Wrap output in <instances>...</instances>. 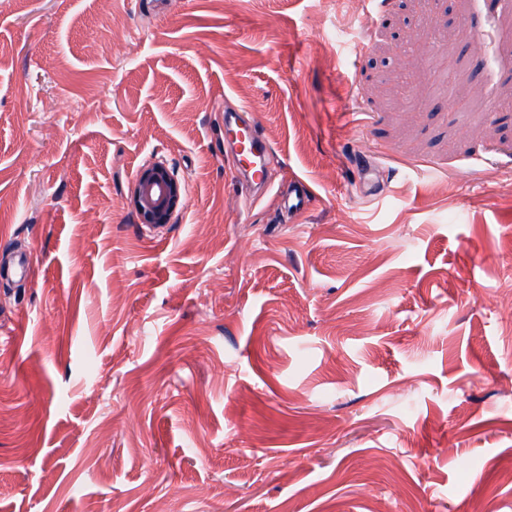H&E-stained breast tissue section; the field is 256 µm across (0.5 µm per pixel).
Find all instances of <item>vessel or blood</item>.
<instances>
[{"mask_svg": "<svg viewBox=\"0 0 512 512\" xmlns=\"http://www.w3.org/2000/svg\"><path fill=\"white\" fill-rule=\"evenodd\" d=\"M227 145L237 157V179L257 190L266 188V166L271 151L258 134L254 115L244 110L225 113Z\"/></svg>", "mask_w": 512, "mask_h": 512, "instance_id": "vessel-or-blood-1", "label": "vessel or blood"}]
</instances>
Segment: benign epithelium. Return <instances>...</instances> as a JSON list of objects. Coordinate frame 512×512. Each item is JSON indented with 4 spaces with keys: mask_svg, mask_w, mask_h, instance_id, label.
I'll return each instance as SVG.
<instances>
[{
    "mask_svg": "<svg viewBox=\"0 0 512 512\" xmlns=\"http://www.w3.org/2000/svg\"><path fill=\"white\" fill-rule=\"evenodd\" d=\"M184 187L175 170L164 163L142 165L135 178L133 206L142 223L164 226L183 207Z\"/></svg>",
    "mask_w": 512,
    "mask_h": 512,
    "instance_id": "benign-epithelium-1",
    "label": "benign epithelium"
}]
</instances>
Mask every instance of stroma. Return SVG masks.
Here are the masks:
<instances>
[{"mask_svg":"<svg viewBox=\"0 0 512 512\" xmlns=\"http://www.w3.org/2000/svg\"><path fill=\"white\" fill-rule=\"evenodd\" d=\"M358 2L0 0V512H512V0ZM254 115L244 110L224 113L227 146L237 157L236 178L256 190L266 189V166L271 151L257 133ZM184 187L175 170L164 163L142 165L135 178L133 206L142 223L172 224L183 207Z\"/></svg>","mask_w":512,"mask_h":512,"instance_id":"stroma-1","label":"stroma"}]
</instances>
